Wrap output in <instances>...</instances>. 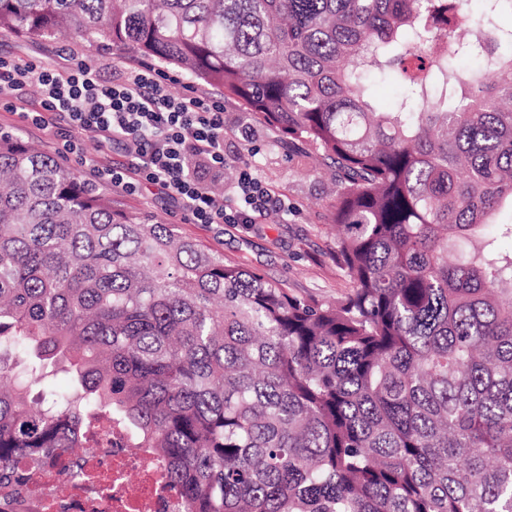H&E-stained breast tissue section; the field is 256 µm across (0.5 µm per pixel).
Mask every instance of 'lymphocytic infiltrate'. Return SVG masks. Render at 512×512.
I'll return each mask as SVG.
<instances>
[{
    "mask_svg": "<svg viewBox=\"0 0 512 512\" xmlns=\"http://www.w3.org/2000/svg\"><path fill=\"white\" fill-rule=\"evenodd\" d=\"M166 74L148 63L120 69L104 79L98 67L69 58L64 68L49 62L0 55V109L19 112L26 89L41 100L24 121L61 140L66 153L80 154L86 137L121 143L125 158L89 170L127 193L159 186L193 224H255L284 209L251 171L239 169L234 196L215 188L224 172V103L204 93L173 94Z\"/></svg>",
    "mask_w": 512,
    "mask_h": 512,
    "instance_id": "1",
    "label": "lymphocytic infiltrate"
}]
</instances>
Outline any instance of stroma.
I'll use <instances>...</instances> for the list:
<instances>
[{
    "label": "stroma",
    "mask_w": 512,
    "mask_h": 512,
    "mask_svg": "<svg viewBox=\"0 0 512 512\" xmlns=\"http://www.w3.org/2000/svg\"><path fill=\"white\" fill-rule=\"evenodd\" d=\"M0 54L51 56L60 61L73 55L100 66L107 76L113 66L136 58L135 53L91 47L76 38L30 41L4 30H0ZM195 87L224 100L226 163L221 189L231 191L239 165L248 163L272 193L285 202V209L271 212L261 224H185L178 214L161 206L156 189L131 195L95 177L91 178V185L110 196L113 205L124 212L179 225L184 235L223 254L225 262L279 281L294 295L327 302L344 298L349 292L348 284L333 261L336 229L331 222L330 205L334 195L318 150L279 142L271 126L236 100L225 97L222 88L201 81ZM244 128L249 131L245 137L240 134Z\"/></svg>",
    "instance_id": "stroma-1"
}]
</instances>
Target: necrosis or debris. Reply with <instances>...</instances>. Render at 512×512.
Masks as SVG:
<instances>
[{
  "label": "necrosis or debris",
  "instance_id": "necrosis-or-debris-1",
  "mask_svg": "<svg viewBox=\"0 0 512 512\" xmlns=\"http://www.w3.org/2000/svg\"><path fill=\"white\" fill-rule=\"evenodd\" d=\"M85 480L59 488L51 476L20 486L24 512H182L177 490L148 448H131L120 433L100 441L82 462Z\"/></svg>",
  "mask_w": 512,
  "mask_h": 512
}]
</instances>
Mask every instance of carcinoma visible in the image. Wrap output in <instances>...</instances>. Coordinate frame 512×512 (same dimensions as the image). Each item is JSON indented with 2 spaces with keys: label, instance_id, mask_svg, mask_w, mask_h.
Returning <instances> with one entry per match:
<instances>
[{
  "label": "carcinoma",
  "instance_id": "1",
  "mask_svg": "<svg viewBox=\"0 0 512 512\" xmlns=\"http://www.w3.org/2000/svg\"><path fill=\"white\" fill-rule=\"evenodd\" d=\"M480 2L0 0V30L172 65L321 151L350 288L295 296L0 134V504L79 476L105 418L184 512H512V0ZM369 83L375 97L383 107H391L401 95V83L396 75H372L369 78Z\"/></svg>",
  "mask_w": 512,
  "mask_h": 512
}]
</instances>
